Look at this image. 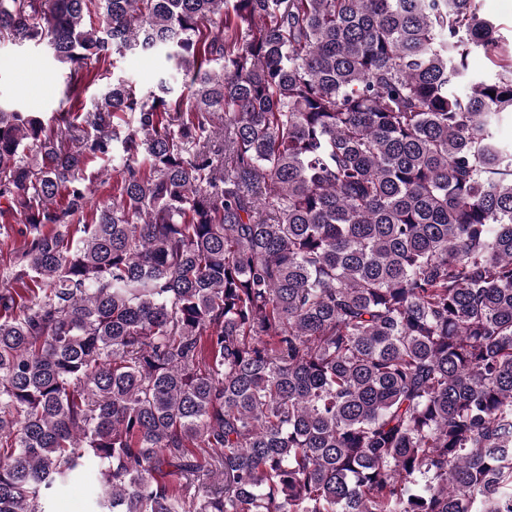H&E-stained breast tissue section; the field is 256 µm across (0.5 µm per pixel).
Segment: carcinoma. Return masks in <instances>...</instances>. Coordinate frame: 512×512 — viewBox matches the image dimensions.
<instances>
[{
    "label": "carcinoma",
    "instance_id": "cac0c4a2",
    "mask_svg": "<svg viewBox=\"0 0 512 512\" xmlns=\"http://www.w3.org/2000/svg\"><path fill=\"white\" fill-rule=\"evenodd\" d=\"M5 42L71 87L169 71L0 101V512L75 478L92 512H512V38L479 0H0ZM115 72L141 89L147 88L163 65V57L151 52H126L115 55Z\"/></svg>",
    "mask_w": 512,
    "mask_h": 512
}]
</instances>
